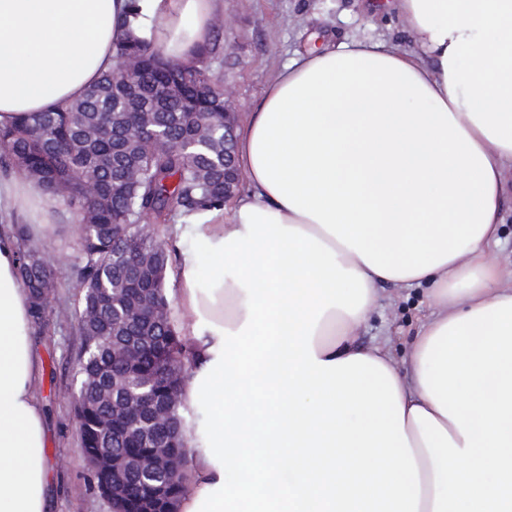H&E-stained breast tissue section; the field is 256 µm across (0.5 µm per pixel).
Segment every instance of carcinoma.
Listing matches in <instances>:
<instances>
[{
    "label": "carcinoma",
    "instance_id": "1",
    "mask_svg": "<svg viewBox=\"0 0 512 512\" xmlns=\"http://www.w3.org/2000/svg\"><path fill=\"white\" fill-rule=\"evenodd\" d=\"M115 51L119 64L134 63L138 91L123 83L121 73L110 72L62 111L30 112L14 125L1 126L0 168L24 169L42 193L62 198L80 225L72 275L81 288L76 332L82 347L75 362L81 450L99 447L105 437L115 453L129 461L151 459L158 441L173 443L178 454V473L164 464L154 465L148 477L137 467L126 468L124 477L134 493L122 501V512H139L140 501L159 486L169 489L174 501L184 492L187 421L181 386L192 346L169 320L129 322L114 329L112 316L146 297L168 303L167 245L158 237H141L136 231L141 219L168 225L178 209L224 205V96L211 67L210 49L187 61L167 60L151 46L131 41L118 43ZM162 85L171 92L159 105L151 91ZM131 109L153 117V128L170 142L167 149H156L149 137L119 141ZM125 162L139 165L137 181L126 180ZM14 224L20 240L19 275L31 296L32 322L42 330L51 262L29 224L18 217ZM118 239L145 267V280L136 287L127 284L124 268L114 257ZM130 334L149 337L156 354H143L134 366L115 359L104 337L119 344ZM143 379L152 382L157 401L168 407L172 426L139 429L116 443L113 409L123 406L127 389Z\"/></svg>",
    "mask_w": 512,
    "mask_h": 512
}]
</instances>
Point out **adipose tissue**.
<instances>
[{
	"label": "adipose tissue",
	"mask_w": 512,
	"mask_h": 512,
	"mask_svg": "<svg viewBox=\"0 0 512 512\" xmlns=\"http://www.w3.org/2000/svg\"><path fill=\"white\" fill-rule=\"evenodd\" d=\"M413 38L277 71L235 131L246 191L185 215L193 345L177 512H512V0H386ZM224 0H0V126L81 98L135 40L210 49ZM58 200L0 172L34 231ZM19 241L0 225V512H47L49 461ZM429 312L402 362L360 328L399 286Z\"/></svg>",
	"instance_id": "1"
}]
</instances>
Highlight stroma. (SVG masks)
Masks as SVG:
<instances>
[{
  "instance_id": "1",
  "label": "stroma",
  "mask_w": 512,
  "mask_h": 512,
  "mask_svg": "<svg viewBox=\"0 0 512 512\" xmlns=\"http://www.w3.org/2000/svg\"><path fill=\"white\" fill-rule=\"evenodd\" d=\"M384 0H224V19L214 31V73L229 92L237 117H244L268 80L296 53L324 42L388 40L411 50L413 40ZM79 228L61 213L42 240L53 264L55 286L48 325L32 340L43 368L39 394L45 406L46 451L51 512H112L92 488V471L80 451L70 392L82 339L74 329L80 291L69 278ZM382 301L360 330L364 344L390 342L395 354L406 349L421 314L422 291L396 290Z\"/></svg>"
}]
</instances>
